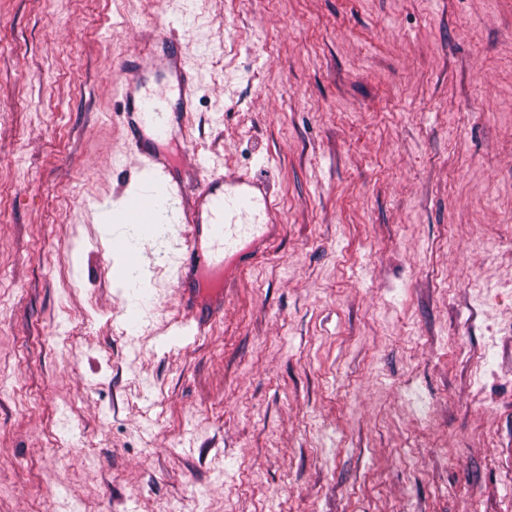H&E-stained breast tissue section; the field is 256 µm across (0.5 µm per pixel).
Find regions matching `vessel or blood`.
I'll return each mask as SVG.
<instances>
[{
  "instance_id": "vessel-or-blood-1",
  "label": "vessel or blood",
  "mask_w": 512,
  "mask_h": 512,
  "mask_svg": "<svg viewBox=\"0 0 512 512\" xmlns=\"http://www.w3.org/2000/svg\"><path fill=\"white\" fill-rule=\"evenodd\" d=\"M154 42L162 53L153 64L177 80L180 110L166 112L163 96L142 90L138 81L122 84L121 120L130 146L140 155L143 187L128 212L132 223L150 225L165 209L184 243L178 257V288L184 308L205 333L224 311V291L244 266L246 255L266 247L280 217L270 186L246 174L214 177L197 192L175 175L172 156L155 151L152 137H166L172 125L189 130V114L197 93L188 64L177 51L172 33L157 29Z\"/></svg>"
}]
</instances>
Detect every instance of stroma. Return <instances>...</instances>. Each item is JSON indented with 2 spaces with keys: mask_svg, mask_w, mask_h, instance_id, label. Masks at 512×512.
<instances>
[{
  "mask_svg": "<svg viewBox=\"0 0 512 512\" xmlns=\"http://www.w3.org/2000/svg\"><path fill=\"white\" fill-rule=\"evenodd\" d=\"M163 22L283 218L200 337L117 247ZM0 512H512V0H0Z\"/></svg>",
  "mask_w": 512,
  "mask_h": 512,
  "instance_id": "stroma-1",
  "label": "stroma"
}]
</instances>
